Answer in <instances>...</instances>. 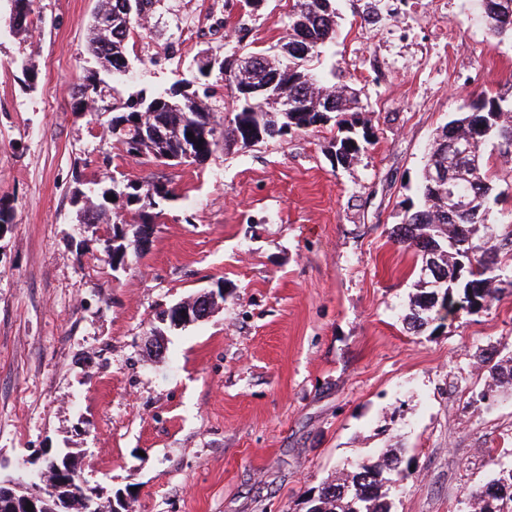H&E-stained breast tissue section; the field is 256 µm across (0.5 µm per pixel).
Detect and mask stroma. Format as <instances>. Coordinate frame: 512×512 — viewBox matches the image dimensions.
I'll return each mask as SVG.
<instances>
[{
	"instance_id": "obj_1",
	"label": "stroma",
	"mask_w": 512,
	"mask_h": 512,
	"mask_svg": "<svg viewBox=\"0 0 512 512\" xmlns=\"http://www.w3.org/2000/svg\"><path fill=\"white\" fill-rule=\"evenodd\" d=\"M98 4L35 0L37 24L13 34L0 0V472L70 452L88 480L133 491L134 512H305L308 491L400 448L413 471L391 512H468L512 469V388L478 400L482 356L512 357V283L410 330L420 260L391 232L437 129L479 96L512 97V40L489 33L479 0H336L338 36L314 66L356 90L364 152L336 163L330 121L164 166L73 107ZM291 5L265 0L240 30L237 0H165L128 44L125 92L195 75L210 48L269 50ZM483 151L498 236L512 155L493 139ZM107 175L172 193L119 269L111 218L78 221L80 192ZM218 288L211 316L166 330L152 358L159 312Z\"/></svg>"
}]
</instances>
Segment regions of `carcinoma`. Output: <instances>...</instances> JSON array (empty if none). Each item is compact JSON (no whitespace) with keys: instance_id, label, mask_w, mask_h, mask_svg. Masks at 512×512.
<instances>
[{"instance_id":"carcinoma-1","label":"carcinoma","mask_w":512,"mask_h":512,"mask_svg":"<svg viewBox=\"0 0 512 512\" xmlns=\"http://www.w3.org/2000/svg\"><path fill=\"white\" fill-rule=\"evenodd\" d=\"M25 22L15 29L24 32L34 24L33 0H13ZM123 0H101L97 14L112 16V30L103 31L93 21L89 52L100 69H89L79 86L100 83L102 87L94 102L104 101L105 93L113 90L107 78L125 75L131 68L127 43L135 29L152 18L162 0H130L131 11L121 5ZM334 0H295L288 14V39L281 46L283 59L272 61L260 54V67L236 71L231 57L215 52L214 67L224 88L236 99V109L230 125L224 129V141H234L243 147L283 136L291 131H308L332 119V114L344 112L350 118L338 122L344 135L332 143V155L345 163L363 149L367 136H359V124L354 112L355 94L347 86L336 87L322 81L312 83L315 73L308 62L319 56L336 40L337 13ZM482 19L495 37L512 38V0H481ZM194 81L180 79L161 90L141 89L119 107L112 108L108 133L126 146V152L145 155L161 163L172 154L182 163H201L217 145L212 114L215 108L193 89ZM288 93L302 106L299 112H285L281 95ZM495 139L512 151V100L502 97H483L470 102L456 118L436 134L428 150L418 205H410L402 224L394 234L398 242L415 249L426 266L438 256L448 269V280L440 292L448 302L446 314L464 316L477 307L483 309L495 296V282L500 277L497 256L505 248L512 251V232L502 239H490L474 230L488 221V203L496 187L490 182L483 165L482 146ZM461 141L472 145L470 158L462 160L453 153L439 151L440 142ZM448 170L449 181L455 184L457 195L466 200L461 212L448 214V191L442 190L433 178L434 171ZM131 183L115 177L93 183L90 192L98 197L99 205L85 211L81 223L96 224L107 211L133 205ZM135 193L143 196L136 206L139 220H155L161 214L162 202L170 197L166 185L146 181L137 183ZM115 196L111 201L108 196ZM137 227L123 231L114 228L112 240L105 248L123 261L131 248ZM418 293L406 315L410 329L419 331L440 318L441 307L424 308L426 297L434 288L417 282ZM493 391L512 383V357L493 360L488 355ZM403 481L410 476L409 467L402 466L401 452L393 448L374 462L362 463L337 483L325 484L317 494L307 499V512H390L388 491L393 483L391 473ZM44 512H90L80 487L68 491L66 503L54 499L46 502Z\"/></svg>"}]
</instances>
